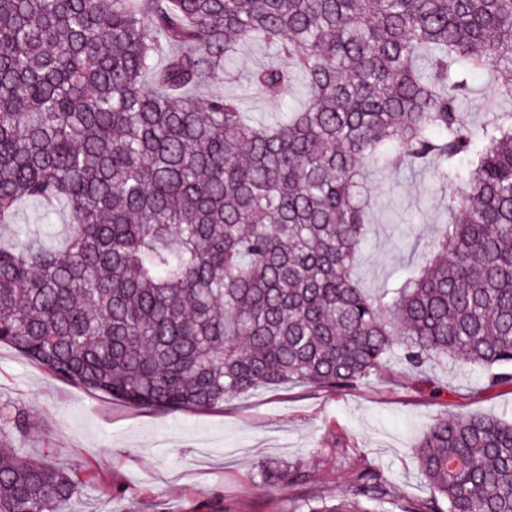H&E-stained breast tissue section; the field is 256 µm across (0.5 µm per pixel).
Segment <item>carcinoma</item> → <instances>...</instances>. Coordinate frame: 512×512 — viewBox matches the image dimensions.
Instances as JSON below:
<instances>
[{
	"instance_id": "cac0c4a2",
	"label": "carcinoma",
	"mask_w": 512,
	"mask_h": 512,
	"mask_svg": "<svg viewBox=\"0 0 512 512\" xmlns=\"http://www.w3.org/2000/svg\"><path fill=\"white\" fill-rule=\"evenodd\" d=\"M255 41L275 60L238 82L300 105L250 121L191 94ZM500 98L512 0H0V345L159 412L355 390L395 353L434 392L444 361L512 384V111L466 118ZM428 167L448 224L367 294V179ZM412 454L427 496L399 512H512V421L444 413ZM347 470L324 501L300 461L262 482L305 489L292 512H387L384 471ZM81 485L0 428V512H63Z\"/></svg>"
}]
</instances>
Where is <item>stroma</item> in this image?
Wrapping results in <instances>:
<instances>
[{
    "label": "stroma",
    "mask_w": 512,
    "mask_h": 512,
    "mask_svg": "<svg viewBox=\"0 0 512 512\" xmlns=\"http://www.w3.org/2000/svg\"><path fill=\"white\" fill-rule=\"evenodd\" d=\"M373 199L361 249L359 284L373 293L403 266L429 253L448 213L430 173L371 176ZM410 238L416 248L398 243ZM445 389L433 396L391 361L388 373L359 389L304 384L261 388L209 410L156 412L55 380L7 346L0 347V419L15 408L28 431L13 435L21 459L36 457L88 476L66 512H290L293 493L266 488L269 462L304 461L323 496L345 490L333 457L380 465L395 498L421 499L425 483L410 452L440 412L512 416V384L485 389L476 367L442 365Z\"/></svg>",
    "instance_id": "35a3bbf8"
}]
</instances>
